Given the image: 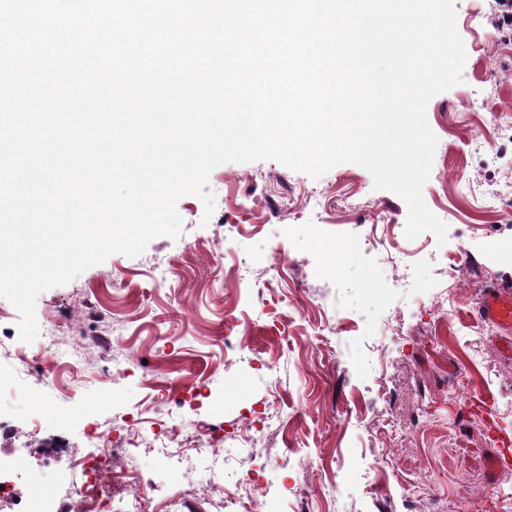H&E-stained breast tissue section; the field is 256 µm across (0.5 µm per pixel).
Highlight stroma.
Returning a JSON list of instances; mask_svg holds the SVG:
<instances>
[{
    "label": "stroma",
    "instance_id": "1",
    "mask_svg": "<svg viewBox=\"0 0 512 512\" xmlns=\"http://www.w3.org/2000/svg\"><path fill=\"white\" fill-rule=\"evenodd\" d=\"M467 51L463 82L433 97L427 119L438 138L423 188L429 210L448 226L405 236L407 206L344 163L320 177L266 159L228 162L210 174L214 213L181 197L178 237L158 236L136 257L120 253L42 292L40 331L54 311L73 319L59 343L74 367L56 371L59 390L24 391L11 366L0 369V453L19 464L59 443L41 486L61 512H77L74 458L104 454L88 426L140 419L134 451L146 512H236L228 489L245 475L265 488L249 512H424L428 496L444 512H512V467L489 475L492 432L512 436V351L472 309L490 282L512 289V213L488 210L512 196V144L497 125L512 120V42L493 27L494 0H455ZM394 225L396 249L414 254V285L395 286L398 269L370 236ZM167 256L158 282L151 265ZM248 266L268 281L266 308H253L235 273ZM447 280H440V268ZM458 299L438 312L442 287ZM97 289L99 314L84 313ZM235 322L244 349L224 352ZM121 364L122 378L105 370ZM469 385L470 406L456 391ZM260 415L270 428L252 447L232 438ZM223 429L221 464L194 458L202 474L187 486L154 448L153 434L182 437Z\"/></svg>",
    "mask_w": 512,
    "mask_h": 512
}]
</instances>
